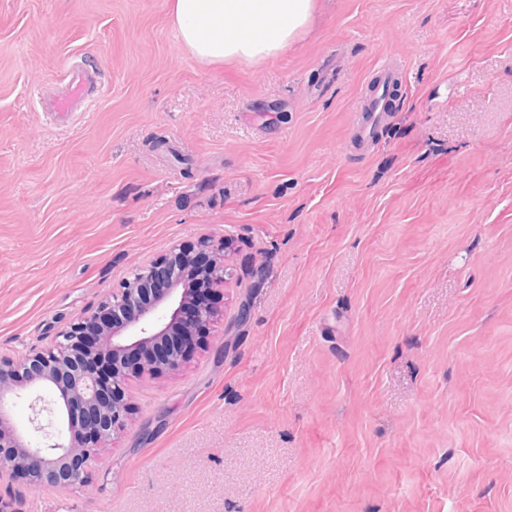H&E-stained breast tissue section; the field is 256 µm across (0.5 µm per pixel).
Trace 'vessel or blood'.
Returning <instances> with one entry per match:
<instances>
[{"label": "vessel or blood", "mask_w": 512, "mask_h": 512, "mask_svg": "<svg viewBox=\"0 0 512 512\" xmlns=\"http://www.w3.org/2000/svg\"><path fill=\"white\" fill-rule=\"evenodd\" d=\"M400 77V68L392 61H382L374 69L370 90L359 99L354 110V122L362 145H375L387 113L389 93ZM98 78L97 69L88 64L69 66L65 72L63 92L43 97L42 109L54 113L77 111L87 101Z\"/></svg>", "instance_id": "obj_1"}]
</instances>
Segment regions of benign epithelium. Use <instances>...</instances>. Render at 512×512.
Segmentation results:
<instances>
[{"label": "benign epithelium", "mask_w": 512, "mask_h": 512, "mask_svg": "<svg viewBox=\"0 0 512 512\" xmlns=\"http://www.w3.org/2000/svg\"><path fill=\"white\" fill-rule=\"evenodd\" d=\"M227 241L202 237L176 245L136 269L98 306L62 328L50 345L0 354V482L28 477L35 485L78 488L133 409L130 382L178 371L202 349L222 316L202 297L205 281L218 299L226 288ZM167 287L148 285L159 270ZM52 393L61 439L34 446L12 420L10 403L34 395L35 414Z\"/></svg>", "instance_id": "1"}]
</instances>
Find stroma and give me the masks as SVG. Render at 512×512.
Here are the masks:
<instances>
[{"label":"stroma","mask_w":512,"mask_h":512,"mask_svg":"<svg viewBox=\"0 0 512 512\" xmlns=\"http://www.w3.org/2000/svg\"><path fill=\"white\" fill-rule=\"evenodd\" d=\"M170 0H0V353L135 268L229 239L225 312L85 486L13 512H512V0H318L258 63L206 65ZM94 104L54 121L67 63ZM403 78L352 147L377 63ZM12 402L33 445L57 418Z\"/></svg>","instance_id":"stroma-1"}]
</instances>
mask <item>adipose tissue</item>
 Masks as SVG:
<instances>
[{"label":"adipose tissue","instance_id":"ef3b65f1","mask_svg":"<svg viewBox=\"0 0 512 512\" xmlns=\"http://www.w3.org/2000/svg\"><path fill=\"white\" fill-rule=\"evenodd\" d=\"M317 0H172L182 44L207 64H257L278 56L309 26Z\"/></svg>","mask_w":512,"mask_h":512}]
</instances>
